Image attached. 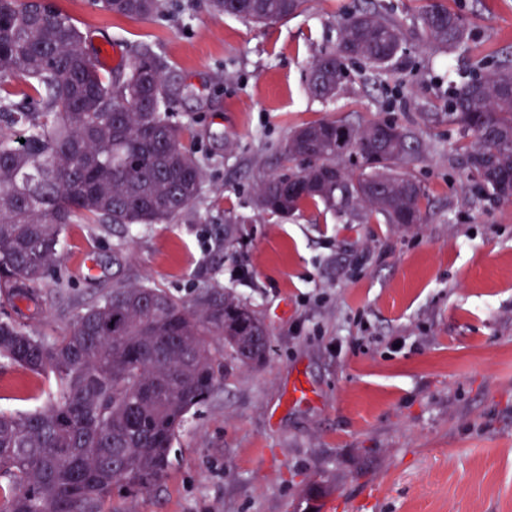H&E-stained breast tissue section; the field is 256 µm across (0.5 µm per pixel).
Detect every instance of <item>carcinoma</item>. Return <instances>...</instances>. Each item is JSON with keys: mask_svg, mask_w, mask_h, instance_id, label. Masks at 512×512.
<instances>
[{"mask_svg": "<svg viewBox=\"0 0 512 512\" xmlns=\"http://www.w3.org/2000/svg\"><path fill=\"white\" fill-rule=\"evenodd\" d=\"M117 16L149 20L165 0H94ZM310 0H209L217 15L286 21ZM338 45L313 62L308 93L336 96L349 80L345 50L380 74L408 41L376 0L337 20ZM421 41L467 48L455 12L420 15ZM21 80L15 91L11 82ZM448 123L469 140L468 171L512 201V55L448 92ZM171 120L165 61L148 49L101 69L80 28L51 0H0V359L52 380L47 405L0 411V512H112L114 495L149 494L170 465L192 409L224 379V355L245 366L269 350L262 319L229 288L206 284L192 302L148 283L112 289L59 336L28 331L20 304L39 308L38 285L60 260L71 224H163L198 199L203 169ZM422 146L396 121L355 127L319 120L295 128L283 154L297 163L260 182L255 208L290 216L309 204L361 208L367 219L424 221L410 174ZM240 218L216 238L234 248Z\"/></svg>", "mask_w": 512, "mask_h": 512, "instance_id": "cac0c4a2", "label": "carcinoma"}]
</instances>
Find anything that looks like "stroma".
<instances>
[{
	"instance_id": "stroma-1",
	"label": "stroma",
	"mask_w": 512,
	"mask_h": 512,
	"mask_svg": "<svg viewBox=\"0 0 512 512\" xmlns=\"http://www.w3.org/2000/svg\"><path fill=\"white\" fill-rule=\"evenodd\" d=\"M380 2L410 31L406 52L376 76L350 60L351 81L322 101L307 91L310 68L357 0H312L267 25L213 15L207 0H173L150 20L54 0L113 65L143 48L166 61L171 110L205 179L173 223L68 227L29 330L62 334L116 285L147 279L187 301L205 283L233 289L270 338L263 363L228 364L190 412L157 490L114 496L115 512H512V201L469 175L445 115L449 82L512 53V0H436L466 17L463 52L420 47L425 0ZM320 119L415 133L423 223L322 204L258 214V183L288 170L289 133ZM228 211L246 222L223 259L215 229ZM297 378L313 402L289 401ZM48 387L1 367L0 409L35 410Z\"/></svg>"
}]
</instances>
